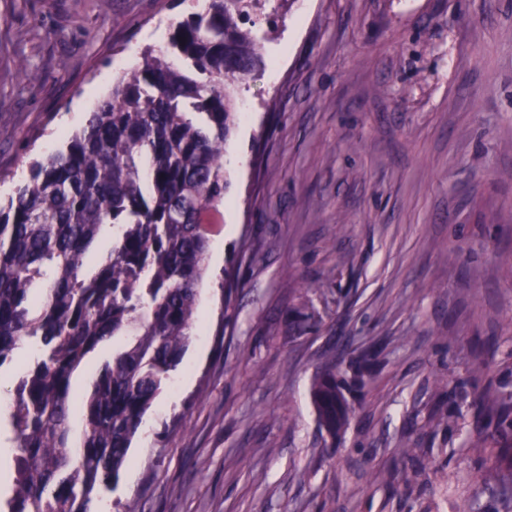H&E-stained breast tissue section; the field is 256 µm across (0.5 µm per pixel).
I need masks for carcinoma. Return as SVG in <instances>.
<instances>
[{
  "label": "carcinoma",
  "mask_w": 512,
  "mask_h": 512,
  "mask_svg": "<svg viewBox=\"0 0 512 512\" xmlns=\"http://www.w3.org/2000/svg\"><path fill=\"white\" fill-rule=\"evenodd\" d=\"M257 0H207L173 23L86 114L66 149L35 162L0 205V368L21 346L35 356L10 402L17 451L4 512H90L117 484L145 414L181 364L198 314L210 215L224 202V152L239 109L235 86L261 62L245 28ZM108 259L88 272L105 228ZM118 344L85 402L80 448L69 446L71 377L105 341ZM378 351L353 367L364 385ZM346 381L329 362L314 380L318 421L348 423ZM471 407L488 421L469 436L490 464L483 487L512 512V388L490 382Z\"/></svg>",
  "instance_id": "1"
}]
</instances>
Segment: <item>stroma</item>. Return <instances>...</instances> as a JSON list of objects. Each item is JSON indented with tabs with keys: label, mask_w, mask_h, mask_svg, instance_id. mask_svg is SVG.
Instances as JSON below:
<instances>
[{
	"label": "stroma",
	"mask_w": 512,
	"mask_h": 512,
	"mask_svg": "<svg viewBox=\"0 0 512 512\" xmlns=\"http://www.w3.org/2000/svg\"><path fill=\"white\" fill-rule=\"evenodd\" d=\"M196 10L0 0V200ZM251 19L262 62L195 333L91 512H458L488 470L463 443L468 378L512 359V0H260ZM371 345L329 435L314 379Z\"/></svg>",
	"instance_id": "35a3bbf8"
}]
</instances>
